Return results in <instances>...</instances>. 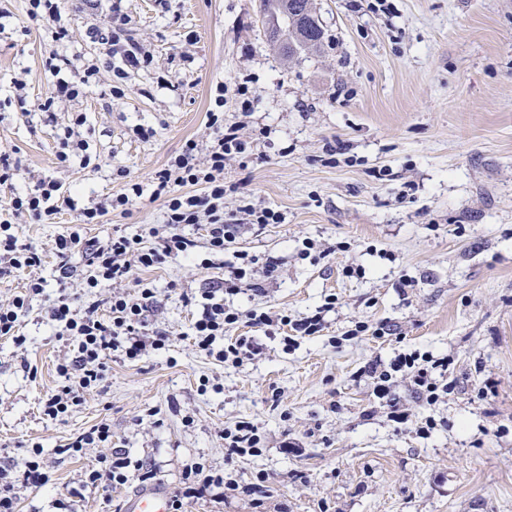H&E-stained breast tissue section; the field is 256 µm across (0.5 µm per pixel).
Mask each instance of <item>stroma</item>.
I'll return each instance as SVG.
<instances>
[{"instance_id": "35a3bbf8", "label": "stroma", "mask_w": 512, "mask_h": 512, "mask_svg": "<svg viewBox=\"0 0 512 512\" xmlns=\"http://www.w3.org/2000/svg\"><path fill=\"white\" fill-rule=\"evenodd\" d=\"M313 3L330 43L285 62L266 40L259 0H122L130 34L151 42L157 68L132 74L112 105L95 92L80 103L98 173L59 171L55 127L0 112V147L99 199L126 179L149 182L187 141H207L210 91L223 82L224 122L242 123L251 142L247 158L224 167L234 189L224 211L243 193L284 216L240 230L239 247L282 265L266 295H238L234 306L300 318L336 298L321 335L289 345L278 329H230L262 350L224 368L195 347L181 299L208 271L169 261L149 273L160 299L150 320L172 331V346L113 360L105 391L53 420L42 405L68 347L45 319L47 288L31 303L24 348L0 338V469L20 473L39 442L48 476L41 491L19 489L18 512H57L56 499L82 488L99 449H56L103 420L113 443L153 461L167 487L198 462L242 486L267 478L261 506L228 490L183 512H512V0H387L382 11L373 0ZM46 48L36 25L0 35V75L26 70L34 103L51 81ZM240 83L252 92L246 113ZM138 124L157 136L138 139ZM162 221L161 202L143 198L99 224L66 210L54 223L22 217L16 227L49 257L74 224L104 239ZM307 239L326 256L301 259ZM348 266L358 275L345 276ZM405 279L411 288H400ZM358 322L369 334L346 339ZM383 324L392 335L373 336ZM414 350L452 358L455 391L425 407L411 380L398 379L409 414L398 427L362 370ZM428 416L436 427L425 435L417 424ZM243 419L257 426L262 452L226 461L222 432ZM287 441L295 452L283 453Z\"/></svg>"}]
</instances>
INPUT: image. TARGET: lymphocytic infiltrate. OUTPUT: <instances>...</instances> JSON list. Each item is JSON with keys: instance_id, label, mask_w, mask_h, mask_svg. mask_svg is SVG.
<instances>
[{"instance_id": "1", "label": "lymphocytic infiltrate", "mask_w": 512, "mask_h": 512, "mask_svg": "<svg viewBox=\"0 0 512 512\" xmlns=\"http://www.w3.org/2000/svg\"><path fill=\"white\" fill-rule=\"evenodd\" d=\"M26 2L28 21L42 23L52 45L43 60L52 82L33 106L29 103L26 72L11 74L10 93L0 99V110L8 108L25 115L37 111L44 122L51 123L61 105L80 102L90 90H99L101 99L108 102L124 97L129 73L151 68L154 63L150 46L130 36L121 0H89L91 8L104 10L106 18L104 25H92L85 31L97 51L91 60L66 51L74 26L64 18L65 0ZM206 117L208 127L215 131L208 142L187 141L182 153L146 184L128 179L126 170L118 169V176L126 180L123 191L84 205L74 187L50 176L27 173L16 150L0 148V188L10 192L0 202V283L21 275L27 278L24 293L0 301V337L12 339L19 346L25 344L22 320L33 299L43 295L52 282L56 295L47 308V317L58 335L68 341V351L57 365L60 383L45 400L44 415L56 420L67 417L87 394L104 392L112 358L136 362L147 350L170 346L169 330L150 325L157 290L145 274L172 258L196 261L206 270H222L221 275L209 278L206 288L182 296L192 312L190 330L195 346L221 365L242 366L245 359L259 351L253 338L225 339L230 326L245 323L271 327L278 323L300 336L323 330L324 318L319 313L275 320L267 312L242 311L233 306V297L241 293H265L267 281L280 267L277 257H262L237 246L241 224L262 227L282 223L283 217L273 208L250 203L242 206V218L225 220L224 165L249 151L251 143L237 129L224 125L223 84H216L211 92ZM86 122L85 113L77 111L68 124L58 127L55 155L60 164L75 160L82 169L95 172L100 164L90 151ZM23 179L28 185L21 190L17 183ZM145 196L162 202L163 223L143 225L140 233L132 236L116 233L103 240L84 237L76 230L61 233L54 241L56 261L50 267L38 245L20 239L14 230L18 217L43 224L64 210L76 212L79 223L99 224L109 214L126 213L133 200ZM183 225L202 226L203 240L181 234L179 228ZM77 258L82 268H75L73 261ZM111 282L128 283L130 289L103 301L92 299L94 289ZM447 373V358L434 359L417 352L401 353L390 362L378 361L369 368L375 397L388 407L390 419L400 425L408 422L409 415L395 397V376L410 377L419 401L431 406L441 395L453 391L445 380ZM91 448L103 449L104 454L87 470V487L108 490L127 484L134 476L147 483L157 475L153 464L132 460L126 449L113 446L108 422L74 436L64 451L80 457ZM42 468L41 450L36 447L24 462L19 482L0 480V512H17L16 486L38 490L46 484ZM223 486L222 473L196 463L184 474L181 487L172 497L173 512H181L184 501L201 498Z\"/></svg>"}]
</instances>
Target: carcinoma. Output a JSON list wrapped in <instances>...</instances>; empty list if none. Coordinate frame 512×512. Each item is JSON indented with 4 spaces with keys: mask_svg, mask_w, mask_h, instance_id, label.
Masks as SVG:
<instances>
[{
    "mask_svg": "<svg viewBox=\"0 0 512 512\" xmlns=\"http://www.w3.org/2000/svg\"><path fill=\"white\" fill-rule=\"evenodd\" d=\"M260 15L267 40L286 61L319 53L329 42L312 0H260Z\"/></svg>",
    "mask_w": 512,
    "mask_h": 512,
    "instance_id": "cac0c4a2",
    "label": "carcinoma"
}]
</instances>
